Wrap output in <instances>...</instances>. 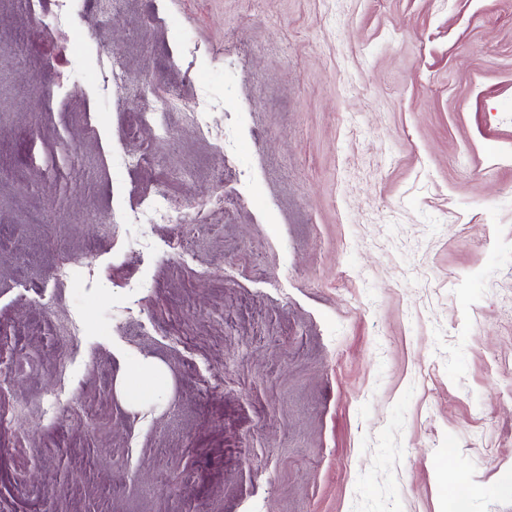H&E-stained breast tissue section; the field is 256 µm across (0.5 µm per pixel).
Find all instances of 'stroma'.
<instances>
[{
    "instance_id": "1",
    "label": "stroma",
    "mask_w": 512,
    "mask_h": 512,
    "mask_svg": "<svg viewBox=\"0 0 512 512\" xmlns=\"http://www.w3.org/2000/svg\"><path fill=\"white\" fill-rule=\"evenodd\" d=\"M56 11L0 5V512H512V0ZM168 388L164 367L147 357H131L117 389L123 400L133 407L159 404Z\"/></svg>"
}]
</instances>
